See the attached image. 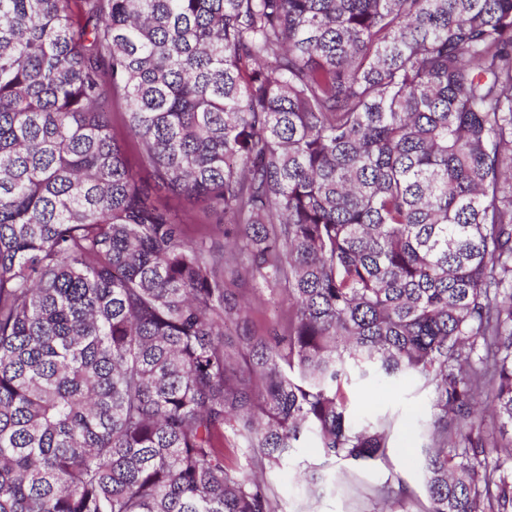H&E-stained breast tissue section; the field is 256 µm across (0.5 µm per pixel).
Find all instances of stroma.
Returning a JSON list of instances; mask_svg holds the SVG:
<instances>
[{
	"label": "stroma",
	"mask_w": 512,
	"mask_h": 512,
	"mask_svg": "<svg viewBox=\"0 0 512 512\" xmlns=\"http://www.w3.org/2000/svg\"><path fill=\"white\" fill-rule=\"evenodd\" d=\"M238 286L252 301L249 317L253 328L264 332L279 323L288 308L281 292L258 287L245 273ZM350 399L356 420L373 421L384 416L391 420V448L386 461L362 469L346 462L327 465L316 449L301 448L289 465L265 469L229 435L224 439L228 462L248 472H264L279 512H390L384 488L399 481L414 492L416 499H424L425 440L420 423L430 415V390L412 378L385 379L354 386ZM312 467L320 468L324 479L310 490L298 474Z\"/></svg>",
	"instance_id": "obj_1"
}]
</instances>
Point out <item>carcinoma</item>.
<instances>
[{"label":"carcinoma","instance_id":"cac0c4a2","mask_svg":"<svg viewBox=\"0 0 512 512\" xmlns=\"http://www.w3.org/2000/svg\"><path fill=\"white\" fill-rule=\"evenodd\" d=\"M406 376L416 512H512V0H0V512H277L225 430L382 461ZM240 274L236 288H241L240 291L252 301L249 312L251 327L266 332L279 323L288 308V302L281 292L258 288L256 282L244 270H240Z\"/></svg>","mask_w":512,"mask_h":512}]
</instances>
